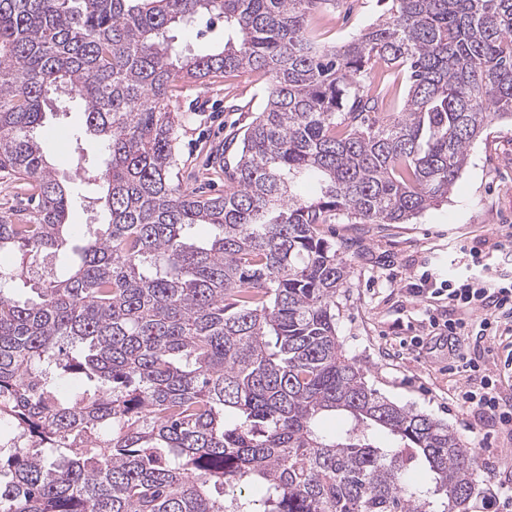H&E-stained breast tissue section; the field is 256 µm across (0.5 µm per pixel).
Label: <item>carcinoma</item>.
<instances>
[{"label":"carcinoma","instance_id":"cac0c4a2","mask_svg":"<svg viewBox=\"0 0 512 512\" xmlns=\"http://www.w3.org/2000/svg\"><path fill=\"white\" fill-rule=\"evenodd\" d=\"M340 2L0 0V173L37 196L0 211V255L19 253L0 266V512H479L472 452L346 356L348 270L319 225L448 201L512 120V0H388L321 45L309 17ZM206 15L233 36L184 54L170 28ZM381 62L405 76L398 111L369 91ZM239 70L269 75L266 105L205 198L172 178L169 89ZM60 89L106 155V219L79 233L37 139ZM44 253L38 300L16 298Z\"/></svg>","mask_w":512,"mask_h":512}]
</instances>
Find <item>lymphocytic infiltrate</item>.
I'll return each mask as SVG.
<instances>
[{"label":"lymphocytic infiltrate","instance_id":"f902f5d3","mask_svg":"<svg viewBox=\"0 0 512 512\" xmlns=\"http://www.w3.org/2000/svg\"><path fill=\"white\" fill-rule=\"evenodd\" d=\"M415 295L425 294L446 298L450 307L462 310V317L445 321L431 318L438 334L451 356L454 369L465 377H479L476 387L461 390L458 399L462 407L478 411L495 419L503 426L512 425V405L503 403L499 379L486 363L461 351L458 339L470 332L480 337L494 336L501 331L512 332V278L487 281L481 272H473L462 279L434 281L431 273H423Z\"/></svg>","mask_w":512,"mask_h":512}]
</instances>
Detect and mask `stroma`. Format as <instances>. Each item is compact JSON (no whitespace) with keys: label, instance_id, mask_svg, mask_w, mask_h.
Masks as SVG:
<instances>
[{"label":"stroma","instance_id":"stroma-1","mask_svg":"<svg viewBox=\"0 0 512 512\" xmlns=\"http://www.w3.org/2000/svg\"><path fill=\"white\" fill-rule=\"evenodd\" d=\"M382 0H348L346 13L315 12L309 25L320 43H340L381 18ZM268 75L229 73L206 82L174 83L170 101L176 119L177 166L173 178L203 196L225 189L224 168L236 162L225 139L245 129L264 105ZM44 151L57 179L72 189L70 221L99 222L95 204L102 188L84 183L82 170H95L100 145L84 132L83 106L47 113ZM224 157L211 158L215 148ZM512 225V122L493 119L471 145L468 163L447 202L410 224H326L324 238L336 245L348 282L336 294V330L348 357L365 370L368 386L397 405L447 423L470 448L489 497L512 486V429L461 407L456 397L464 377L452 372L447 351L420 341L430 331L426 298L410 287L429 271L437 280L468 275L470 250H477L489 275L512 277V257L496 247Z\"/></svg>","mask_w":512,"mask_h":512}]
</instances>
